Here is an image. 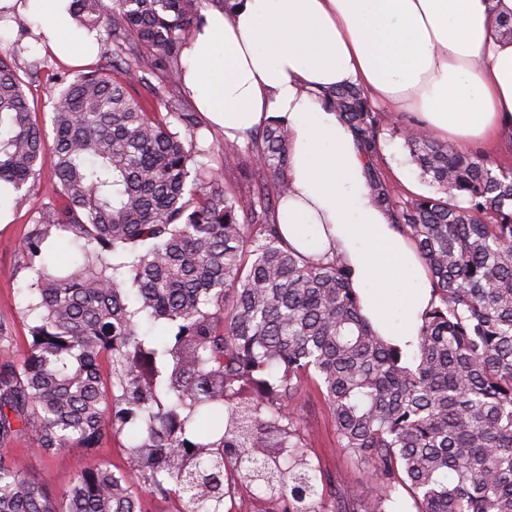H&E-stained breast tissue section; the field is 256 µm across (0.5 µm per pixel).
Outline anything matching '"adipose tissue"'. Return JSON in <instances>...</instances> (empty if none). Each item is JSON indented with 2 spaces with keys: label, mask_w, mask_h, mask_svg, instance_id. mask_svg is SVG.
Instances as JSON below:
<instances>
[{
  "label": "adipose tissue",
  "mask_w": 512,
  "mask_h": 512,
  "mask_svg": "<svg viewBox=\"0 0 512 512\" xmlns=\"http://www.w3.org/2000/svg\"><path fill=\"white\" fill-rule=\"evenodd\" d=\"M28 3L58 51L95 48V38L75 34L68 0ZM509 12L512 0H237L231 10L203 9L182 53L183 90L225 140L285 119V242L344 256L363 315L410 355L435 300L428 270L371 197L350 127L320 95L355 83L441 139L512 143V40L497 25Z\"/></svg>",
  "instance_id": "ef3b65f1"
}]
</instances>
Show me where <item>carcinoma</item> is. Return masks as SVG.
<instances>
[{
    "label": "carcinoma",
    "mask_w": 512,
    "mask_h": 512,
    "mask_svg": "<svg viewBox=\"0 0 512 512\" xmlns=\"http://www.w3.org/2000/svg\"><path fill=\"white\" fill-rule=\"evenodd\" d=\"M203 2L71 0L110 48L47 74L59 88L49 152L15 57L0 51V186L21 210L42 167L57 178L21 245L35 320L26 357L0 359V446L23 433L43 455L80 448L88 460L58 499L0 456V512H140V485L174 494L178 512H230L240 486L274 512H400L406 495L415 512H512V168L375 111L357 86L322 94L367 158L371 197L431 275L438 303L407 356L363 317L343 257L282 239L284 123L243 147L188 148L195 113L176 99L152 112L131 92L182 84ZM389 124L434 194L404 201L377 167ZM215 151L246 178L247 204L200 161ZM62 233L83 241L64 273L47 256ZM308 380L336 451L372 492L312 460L294 413ZM123 431L131 477L97 460Z\"/></svg>",
    "instance_id": "1"
}]
</instances>
